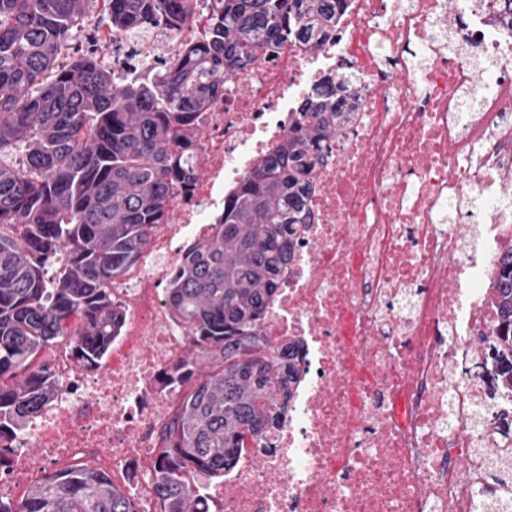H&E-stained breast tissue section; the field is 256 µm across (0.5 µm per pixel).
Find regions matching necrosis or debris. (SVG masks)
I'll use <instances>...</instances> for the list:
<instances>
[{
	"label": "necrosis or debris",
	"mask_w": 512,
	"mask_h": 512,
	"mask_svg": "<svg viewBox=\"0 0 512 512\" xmlns=\"http://www.w3.org/2000/svg\"><path fill=\"white\" fill-rule=\"evenodd\" d=\"M505 3L471 0L459 44L435 37L447 0H349L319 50L291 42L233 70L203 115L174 223L110 285L128 313L111 366L94 374L66 353L51 362L56 399L23 433L0 436V500L58 463L95 458L133 512H158L152 450L175 412L160 372L190 339L159 288L344 64L352 110L311 174L310 218L261 327L274 351L294 349L286 414L273 450L246 439L237 469L203 498L209 512H512V387L487 343L512 242ZM208 15L197 0L195 22L157 31L143 55L110 26L89 23L87 36L125 80L200 38ZM471 202L467 241L448 213Z\"/></svg>",
	"instance_id": "1"
}]
</instances>
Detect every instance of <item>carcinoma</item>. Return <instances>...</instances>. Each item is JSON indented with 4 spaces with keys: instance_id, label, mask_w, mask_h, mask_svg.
Masks as SVG:
<instances>
[{
    "instance_id": "cac0c4a2",
    "label": "carcinoma",
    "mask_w": 512,
    "mask_h": 512,
    "mask_svg": "<svg viewBox=\"0 0 512 512\" xmlns=\"http://www.w3.org/2000/svg\"><path fill=\"white\" fill-rule=\"evenodd\" d=\"M98 21L138 34L176 29L193 0H106ZM345 0H212L203 37L165 67L120 81L93 53L74 55L98 0H0V435L51 403L57 382L38 352L62 339L97 369L125 324L107 284L171 222L195 178L202 113L233 68L291 41L318 48ZM346 74L327 80L288 138L224 200L212 234L190 246L166 301L194 340L167 366L179 404L154 463L160 512H205L200 489L236 463L243 439L270 449L295 363L261 341L265 311L308 218L311 170L347 119ZM65 252V271L46 268ZM501 378L512 384V264L499 288ZM77 316L80 328L71 329ZM194 471L202 483L183 477ZM0 512H132L91 464L31 484Z\"/></svg>"
}]
</instances>
